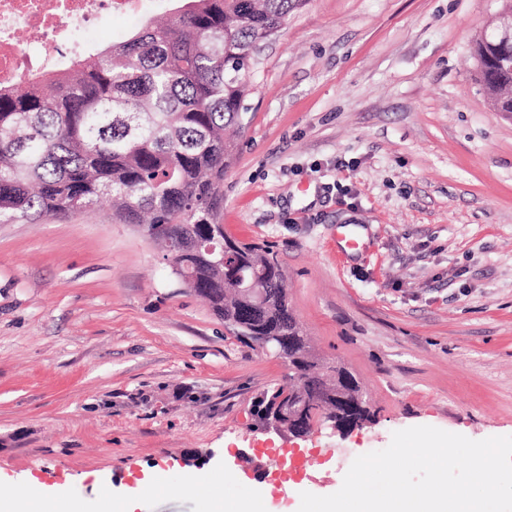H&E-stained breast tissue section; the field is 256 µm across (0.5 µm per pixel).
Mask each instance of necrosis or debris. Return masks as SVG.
I'll return each mask as SVG.
<instances>
[{
    "instance_id": "obj_1",
    "label": "necrosis or debris",
    "mask_w": 512,
    "mask_h": 512,
    "mask_svg": "<svg viewBox=\"0 0 512 512\" xmlns=\"http://www.w3.org/2000/svg\"><path fill=\"white\" fill-rule=\"evenodd\" d=\"M142 0H0V88L24 82L31 72L58 67L74 49L72 28L92 30L95 15L140 11ZM35 32L33 50H23L20 29Z\"/></svg>"
}]
</instances>
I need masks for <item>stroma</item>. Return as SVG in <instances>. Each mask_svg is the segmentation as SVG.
<instances>
[{
    "mask_svg": "<svg viewBox=\"0 0 512 512\" xmlns=\"http://www.w3.org/2000/svg\"><path fill=\"white\" fill-rule=\"evenodd\" d=\"M500 0H303L264 44L219 221L270 247L314 350L375 415L297 438L256 401L284 384L109 208L0 223V495L37 478L96 512H203L338 491L395 431L512 436V114L489 111L475 44ZM367 245L338 252L336 230ZM195 481L188 493L181 484ZM156 487L157 482L153 478H148L145 480H142L138 483L136 492L137 495L131 498L121 499V500H115L113 499L111 494H101L98 497V507L99 511L101 512H108L110 508L108 502L106 503V508L103 504V495H107L109 499L112 501V509L119 512H135L136 509V499H139V497L147 496L149 494L156 493ZM268 494L250 500L225 499L221 491L215 493L206 503L208 512H264L267 511ZM265 509V510H264Z\"/></svg>",
    "mask_w": 512,
    "mask_h": 512,
    "instance_id": "obj_1",
    "label": "stroma"
}]
</instances>
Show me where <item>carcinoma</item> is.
<instances>
[{"label": "carcinoma", "instance_id": "carcinoma-1", "mask_svg": "<svg viewBox=\"0 0 512 512\" xmlns=\"http://www.w3.org/2000/svg\"><path fill=\"white\" fill-rule=\"evenodd\" d=\"M176 2L165 22L0 90V222L32 223L108 199L113 217L156 231L173 274L242 341L297 339L288 384L259 401V419L271 399L297 401L314 384L317 409L341 425L349 407L359 425L372 416L359 382L314 353L274 253L208 233L235 151L224 130L245 126L252 55L299 0ZM492 76L512 101V70Z\"/></svg>", "mask_w": 512, "mask_h": 512}]
</instances>
